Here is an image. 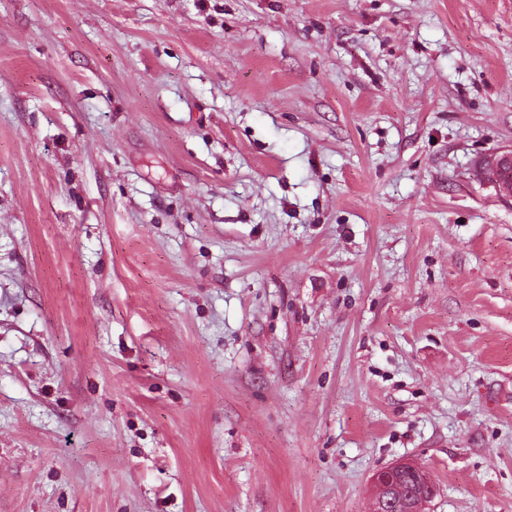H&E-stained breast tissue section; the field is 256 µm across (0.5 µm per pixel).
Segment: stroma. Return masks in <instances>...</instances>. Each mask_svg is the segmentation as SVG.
Returning <instances> with one entry per match:
<instances>
[{"label": "stroma", "instance_id": "obj_1", "mask_svg": "<svg viewBox=\"0 0 512 512\" xmlns=\"http://www.w3.org/2000/svg\"><path fill=\"white\" fill-rule=\"evenodd\" d=\"M512 0H0V512H512ZM505 168H509L508 177ZM488 180L495 185L499 193L512 197V151L504 152L486 168ZM412 478L415 483L429 491L428 494L409 495V500L402 496L404 478ZM373 508L372 512H426V506L436 494V486L428 473L411 461H399L372 476ZM406 503L403 511L400 505Z\"/></svg>", "mask_w": 512, "mask_h": 512}]
</instances>
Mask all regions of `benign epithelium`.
Segmentation results:
<instances>
[{
  "mask_svg": "<svg viewBox=\"0 0 512 512\" xmlns=\"http://www.w3.org/2000/svg\"><path fill=\"white\" fill-rule=\"evenodd\" d=\"M488 180L495 185L499 193L512 197V151L498 156L486 168ZM412 478L428 493L402 496V482ZM373 508L372 512H426V506L436 494V486L428 473L411 461H399L372 476Z\"/></svg>",
  "mask_w": 512,
  "mask_h": 512,
  "instance_id": "obj_1",
  "label": "benign epithelium"
}]
</instances>
